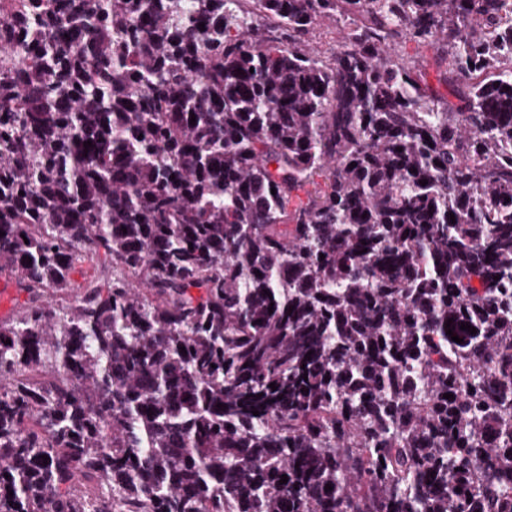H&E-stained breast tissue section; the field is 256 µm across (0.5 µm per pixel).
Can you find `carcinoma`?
<instances>
[{
	"label": "carcinoma",
	"instance_id": "carcinoma-1",
	"mask_svg": "<svg viewBox=\"0 0 512 512\" xmlns=\"http://www.w3.org/2000/svg\"><path fill=\"white\" fill-rule=\"evenodd\" d=\"M1 54L0 512H512V0H0ZM340 36L341 34L336 28L324 26L313 30L309 35V40L322 56L329 58L336 51ZM395 52L399 62L415 65L426 75L433 89L446 93L445 87L439 83L441 72L445 69V65H441L445 51L439 43L403 38L395 44ZM8 282V283H7ZM1 279L0 278V289L3 285V288L1 290V298L3 299L5 295H8L10 293V289L12 290V293L9 294V297L7 301L2 305L0 301V318H10L17 314L19 311L21 305L23 304L26 294L24 292L18 291V288L16 287L15 283L9 281V280Z\"/></svg>",
	"mask_w": 512,
	"mask_h": 512
}]
</instances>
